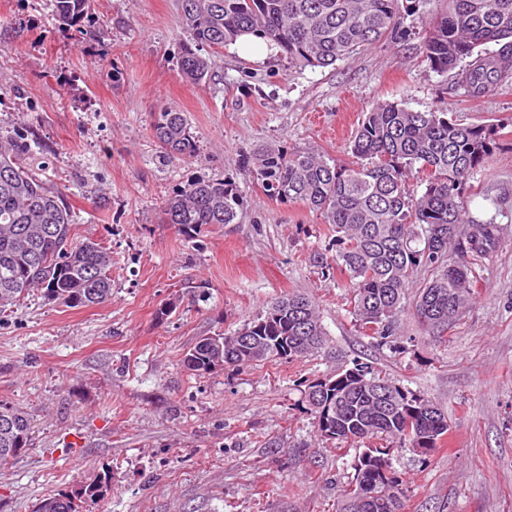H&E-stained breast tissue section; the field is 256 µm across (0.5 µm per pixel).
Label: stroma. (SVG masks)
Instances as JSON below:
<instances>
[{
	"label": "stroma",
	"instance_id": "obj_1",
	"mask_svg": "<svg viewBox=\"0 0 512 512\" xmlns=\"http://www.w3.org/2000/svg\"><path fill=\"white\" fill-rule=\"evenodd\" d=\"M428 21L420 2L402 37L324 69L231 45L197 85L177 66L179 0H87L74 24L56 0H0V135H26L27 162L64 188L77 236L112 254L109 303L36 293L0 318V400L34 427L31 445L0 463V512H36L48 495L106 477L102 512H337L355 455L373 442L321 438L304 390L356 359L448 420L432 456L394 453L408 512H512V85L468 98L424 62ZM379 101L499 133L467 181L468 216L499 224L498 251L443 337L408 313L390 348L356 332L328 225L265 195L252 160L261 145L347 158ZM162 107L186 114L196 157H162L151 131ZM198 180L234 183L241 223L200 235L163 223L164 202ZM292 293L315 301L324 352L184 368L201 337L234 333Z\"/></svg>",
	"mask_w": 512,
	"mask_h": 512
}]
</instances>
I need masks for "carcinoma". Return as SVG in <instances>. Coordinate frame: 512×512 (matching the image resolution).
<instances>
[{
	"instance_id": "1",
	"label": "carcinoma",
	"mask_w": 512,
	"mask_h": 512,
	"mask_svg": "<svg viewBox=\"0 0 512 512\" xmlns=\"http://www.w3.org/2000/svg\"><path fill=\"white\" fill-rule=\"evenodd\" d=\"M189 42L178 57L186 80L211 76L210 59L197 46L222 49L244 35L275 47L288 63L327 68L402 33L411 0H180ZM59 17L75 22L85 0H56ZM421 46L424 60L453 74L470 98L494 95L512 83V0H441ZM494 43L489 56L482 47ZM151 129L163 156L193 158L195 137L183 112L162 108ZM497 132L462 126L446 112H413L395 103L374 104L352 140L353 160L329 162L305 152L263 149L256 176L267 195L300 202L320 213L335 233L336 267L348 280V312L357 332L378 346L390 343L399 318L412 310L425 332L442 336L469 304L484 260L499 244L497 226L465 220L468 178L492 155ZM25 138L0 136V314L33 291L68 306L112 300V256L100 242L74 240V216L62 190L24 161ZM425 191L414 197L406 178ZM245 209L237 186L195 181L165 202L167 224L195 234L209 224H239ZM431 277L418 284L415 271ZM415 289L414 298L409 290ZM253 336L265 353L204 336L184 355L198 374L224 367L304 358L327 344L314 302L303 295L271 301L236 335ZM323 400L336 407L334 438L384 437L388 445L355 459L353 488L339 512H406L403 481L392 496L379 495V463L390 468V445L424 456L444 443L448 421L428 398L396 385L364 362L327 378ZM28 414L0 403V462L31 445ZM110 489L82 485L43 499L37 512H90Z\"/></svg>"
}]
</instances>
